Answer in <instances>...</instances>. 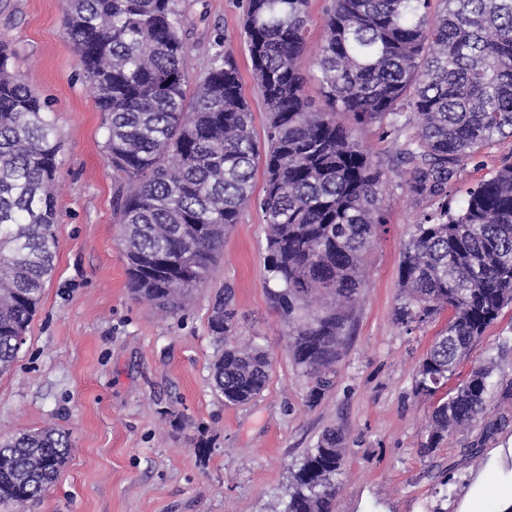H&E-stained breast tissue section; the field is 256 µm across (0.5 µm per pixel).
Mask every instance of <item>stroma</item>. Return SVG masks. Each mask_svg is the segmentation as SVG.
Instances as JSON below:
<instances>
[{"mask_svg":"<svg viewBox=\"0 0 512 512\" xmlns=\"http://www.w3.org/2000/svg\"><path fill=\"white\" fill-rule=\"evenodd\" d=\"M179 6L191 72L200 74L216 43L231 49L254 133L263 136L266 114L241 35L243 0ZM63 7V0H0V43L50 103L61 141L56 267L13 371L0 376V439L53 426L72 448L45 496L0 512H270L288 497L292 465L329 428L342 433L346 456L336 512H459L481 476L498 497H511L512 400L500 391L512 383V305L448 381L457 386L473 366H488V416L507 417V425L489 433L478 423L418 454L431 402L415 395V375L448 316L413 331L394 321L401 253L418 213L399 178L386 187L388 222L366 259L343 354L319 395L285 351L290 328L270 297L277 284L255 209L226 232L222 258L184 312L169 315L134 296L112 214L105 116L79 73ZM505 164L512 138L464 167L449 206L458 208ZM227 287L239 336L274 357L262 394L241 406L225 405L210 370L209 316Z\"/></svg>","mask_w":512,"mask_h":512,"instance_id":"1","label":"stroma"}]
</instances>
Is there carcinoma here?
<instances>
[{"label": "carcinoma", "instance_id": "obj_1", "mask_svg": "<svg viewBox=\"0 0 512 512\" xmlns=\"http://www.w3.org/2000/svg\"><path fill=\"white\" fill-rule=\"evenodd\" d=\"M308 9L309 0H245L244 40L266 112L262 143L230 51L215 52L190 81L178 0H64L65 34L105 114L132 292L169 314L183 311L228 227L255 207L278 284L271 298L313 397L335 372L363 264L387 223L385 173L356 128L376 124L402 139L389 169L420 210L398 269L394 320L409 329L450 312L415 376V393L432 401L419 449L426 456L487 414L489 367H474L452 390L448 379L512 303V165L448 209L460 170L512 137V0H331L313 60L320 110L305 91ZM11 58L0 44V376L25 344L58 245V131ZM209 328L219 347L216 389L227 405L250 403L273 357L238 336L231 288L216 296ZM342 445L332 429L305 453L280 512H335ZM69 448L54 427L1 440L0 504L41 497Z\"/></svg>", "mask_w": 512, "mask_h": 512}]
</instances>
